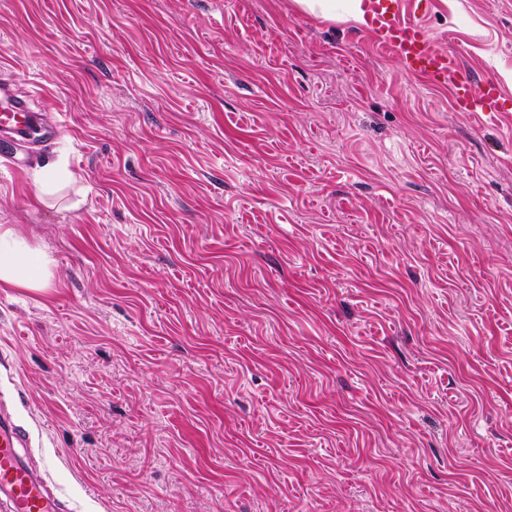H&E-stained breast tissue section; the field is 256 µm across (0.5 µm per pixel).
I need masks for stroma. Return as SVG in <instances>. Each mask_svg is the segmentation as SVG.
Listing matches in <instances>:
<instances>
[{
    "label": "stroma",
    "mask_w": 512,
    "mask_h": 512,
    "mask_svg": "<svg viewBox=\"0 0 512 512\" xmlns=\"http://www.w3.org/2000/svg\"><path fill=\"white\" fill-rule=\"evenodd\" d=\"M398 8L512 99V0ZM1 83L65 123L0 140V407L67 512H512V111L295 0H0ZM30 179L39 194L47 196L75 181V176L68 170L66 163L59 159L53 164L31 170ZM51 260L11 230L0 232V285L44 290L51 283Z\"/></svg>",
    "instance_id": "35a3bbf8"
}]
</instances>
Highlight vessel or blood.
Returning a JSON list of instances; mask_svg holds the SVG:
<instances>
[{"label": "vessel or blood", "mask_w": 512, "mask_h": 512, "mask_svg": "<svg viewBox=\"0 0 512 512\" xmlns=\"http://www.w3.org/2000/svg\"><path fill=\"white\" fill-rule=\"evenodd\" d=\"M370 25L416 80L429 86H450L456 111L491 113L512 108V100L503 97L493 79H485L480 92H473L471 75L458 66L455 57L432 50L421 25L400 18L381 0H374ZM1 131L15 141L34 143L45 140L51 127L31 118L27 102L4 87L0 89ZM29 442L21 426L0 417V490L8 494L13 512H62L63 504L49 491L45 473L31 469L19 454Z\"/></svg>", "instance_id": "obj_1"}]
</instances>
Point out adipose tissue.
Returning a JSON list of instances; mask_svg holds the SVG:
<instances>
[{"label":"adipose tissue","mask_w":512,"mask_h":512,"mask_svg":"<svg viewBox=\"0 0 512 512\" xmlns=\"http://www.w3.org/2000/svg\"><path fill=\"white\" fill-rule=\"evenodd\" d=\"M305 11L325 20H368L370 0H296ZM51 260L11 230L0 232V285L42 290L52 278Z\"/></svg>","instance_id":"adipose-tissue-1"}]
</instances>
